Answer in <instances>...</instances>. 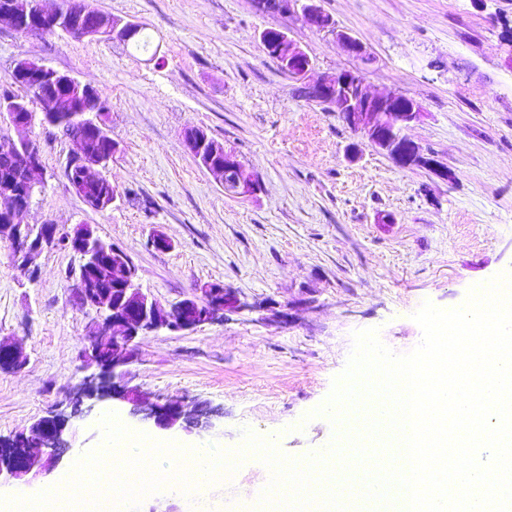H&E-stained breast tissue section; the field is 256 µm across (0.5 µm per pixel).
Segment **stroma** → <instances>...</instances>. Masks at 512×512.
Instances as JSON below:
<instances>
[{"instance_id":"35a3bbf8","label":"stroma","mask_w":512,"mask_h":512,"mask_svg":"<svg viewBox=\"0 0 512 512\" xmlns=\"http://www.w3.org/2000/svg\"><path fill=\"white\" fill-rule=\"evenodd\" d=\"M337 30L360 40L374 62L349 56L335 33L299 15L257 11L252 0H93L104 14L143 24L153 54L100 38L24 35L0 24V92L13 69L39 58L95 88L110 111L119 152L105 176L120 192L94 210L64 176L68 143L35 125L43 186L24 223L60 232L90 225L123 248L139 286L169 306L207 283L263 304L260 312L182 335L142 337L132 370L150 400L209 401L222 417L201 431L157 428L113 413L166 441L239 449L232 478L198 508L175 494L147 496L139 512H260L269 470L244 446V430L273 438L300 461L331 447L338 424L319 414L346 368L354 332L375 328L384 345L411 351L422 332L413 313L426 302L451 309L469 290L512 272V0H316ZM276 29L311 58L313 79L362 69L371 89L416 100L406 135L451 174L402 169L387 155L348 149L355 134L335 109L300 96L298 83L265 53ZM201 128L258 175L253 197H230L184 146ZM164 234L171 249L150 238ZM79 254L64 247L16 268L0 245V339L19 342L17 371H0V438L49 410L69 407L87 371L80 358L99 320L71 299ZM99 410L72 418L69 449L30 493L57 486L76 456L97 447ZM14 481L0 483L10 494Z\"/></svg>"}]
</instances>
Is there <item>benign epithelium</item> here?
<instances>
[{
  "label": "benign epithelium",
  "mask_w": 512,
  "mask_h": 512,
  "mask_svg": "<svg viewBox=\"0 0 512 512\" xmlns=\"http://www.w3.org/2000/svg\"><path fill=\"white\" fill-rule=\"evenodd\" d=\"M253 3L261 12L289 14L299 10L306 26L336 31L338 39L351 56L364 63L373 61L362 42L343 31L335 30L334 22L314 4V0H253ZM1 22L15 30L34 23L38 26L50 25L64 34L75 31L83 38L110 37L115 41L126 39L137 30L136 23L122 20L110 26L78 30L61 8L48 9L41 4L37 12L31 15L27 13L24 0H11L0 7ZM273 48L282 68L304 85L307 100L335 105L343 122L360 138V142L351 147L352 155H357L360 147L365 145L387 154L401 168L412 169L423 163L430 168H438L436 162L427 161L420 147L403 134V129L421 116L416 101L402 95L373 92L359 70L342 71L311 84L309 75L313 69L312 61L297 43L282 33ZM13 81L16 85L33 82L45 90L46 95L39 105L42 113L56 111V98L51 91L58 84L68 85L74 95L85 99V110L73 113L74 124L90 126L96 135L103 138V148L91 154L87 151L84 139L75 138L69 142L68 156L72 163L79 166L86 179L100 177L112 155L118 151L119 144L112 139L108 117L100 109V101L93 96L92 87L36 59L18 61ZM36 118L37 113L34 112L26 121L11 122L18 133V139L0 142L2 153L25 151L30 187L38 183V177L42 174L41 154L33 148L34 140L30 136ZM184 142L200 165L225 190L236 197H248L256 193L257 177L246 170L234 151L225 149L224 145L212 141L207 134L201 132L185 133ZM440 172L447 174L443 168ZM0 197L9 202L8 207L0 208V214L4 219L11 220L9 224L0 225V241L13 244L16 248L13 264L28 269L34 257L55 236L57 226L51 221L33 225L18 223V215L29 208L28 196L9 189L0 193ZM83 238L84 232H75L71 249L80 254L82 264L79 271L85 274L93 270L96 256L88 251L89 245L83 242ZM132 274V265L112 264V277L127 281L125 290L129 291V297L121 308L100 290L95 280H86L81 287L72 290L77 304L93 308L101 312L102 316L91 337V351L81 354L86 366H94L98 372L84 377L73 389L70 404L77 413L86 400L118 401L129 407V415L150 419L160 429H169L180 421L187 431L206 428L212 416V410L206 403L197 402L187 412L178 400L148 402L139 387L133 384L135 374L130 365L137 360L139 339L162 329L194 332L206 325L222 322L230 314L254 310L256 305L249 303L236 291L231 292L230 299L224 300L222 287L207 284L199 288V294L186 297L166 309L131 281ZM0 353L5 355L0 360L1 369L15 370L23 365L24 356L14 344L1 340ZM67 424L68 416L51 413L37 419L10 441L0 440V478L4 476L20 480L36 470L50 471L68 450L63 438Z\"/></svg>",
  "instance_id": "1"
}]
</instances>
